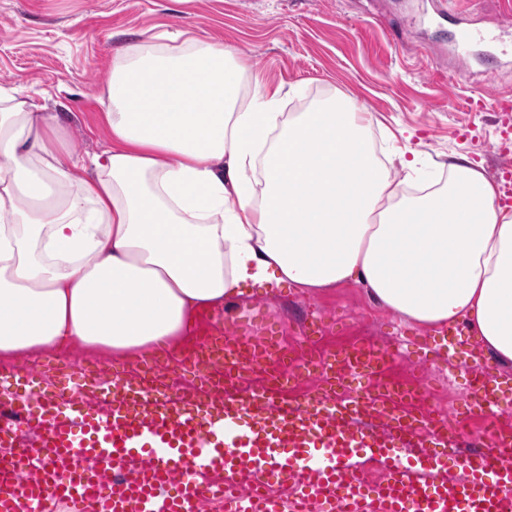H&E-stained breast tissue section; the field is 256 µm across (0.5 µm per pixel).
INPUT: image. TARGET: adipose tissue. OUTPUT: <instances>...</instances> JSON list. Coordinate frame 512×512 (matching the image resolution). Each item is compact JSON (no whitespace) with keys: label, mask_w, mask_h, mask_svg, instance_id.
<instances>
[{"label":"adipose tissue","mask_w":512,"mask_h":512,"mask_svg":"<svg viewBox=\"0 0 512 512\" xmlns=\"http://www.w3.org/2000/svg\"><path fill=\"white\" fill-rule=\"evenodd\" d=\"M235 50L126 45L92 161L58 115L0 88V354L133 355L192 338L246 287L361 286L406 323L464 325L512 366V210L468 157L424 195L333 95L284 117Z\"/></svg>","instance_id":"1"}]
</instances>
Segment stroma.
<instances>
[{
    "label": "stroma",
    "mask_w": 512,
    "mask_h": 512,
    "mask_svg": "<svg viewBox=\"0 0 512 512\" xmlns=\"http://www.w3.org/2000/svg\"><path fill=\"white\" fill-rule=\"evenodd\" d=\"M473 32L470 67L458 59L460 30ZM190 32L233 48L245 65L290 94L282 110L302 112L333 94L356 99L372 113L373 135L395 146L411 143L425 165L464 155L495 178L503 160L496 104L512 102V18L505 0H456L447 17L436 0H0V87L44 112L64 114V136L88 159L109 148L101 119L112 57L127 44L157 33ZM316 322V359L360 345L387 346L399 376L422 377L437 417L458 418L471 371L489 362L475 344L458 346L444 361L437 331L402 323L374 305L360 286L306 291L285 284L253 288L220 320L201 313L195 338L167 361L174 391L207 396L185 370V352L222 332L246 340L255 334L296 344L300 327ZM153 356L128 362L110 353L65 347L31 358L0 356V398L21 393L17 378L36 375L42 386L67 384L79 368L102 369L103 381L135 383ZM500 408L494 419L465 421L476 432L488 424L512 426V369L494 367Z\"/></svg>",
    "instance_id": "1"
}]
</instances>
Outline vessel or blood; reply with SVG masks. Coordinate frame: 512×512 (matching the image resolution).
Segmentation results:
<instances>
[{
    "label": "vessel or blood",
    "instance_id": "vessel-or-blood-1",
    "mask_svg": "<svg viewBox=\"0 0 512 512\" xmlns=\"http://www.w3.org/2000/svg\"><path fill=\"white\" fill-rule=\"evenodd\" d=\"M389 352L356 346L338 355L340 372L323 360L299 366L274 343L242 356L227 350L224 372L242 380L263 361L288 363L284 381L225 396L221 405L163 391L155 377L137 384H111L107 411L83 402L60 406L57 393L32 389L0 403V512H55L59 501H93L96 512H200L204 501L222 499L225 512H362L367 499L380 512H512V432L491 429L482 450L456 453L461 432L414 405L405 389L385 386L380 369ZM321 384L343 386L346 378L368 386L329 405L323 394L302 401L283 398L299 369ZM489 377L474 374L469 388L483 392L480 413L499 409ZM385 414L383 430L361 418ZM37 445L25 447L24 437ZM379 456L389 469L373 484L361 472L359 455ZM461 467L464 479L431 482L427 475ZM119 470L102 484L99 471ZM223 472L224 482L200 481L198 472ZM293 482L296 494L280 503L268 493L271 480Z\"/></svg>",
    "mask_w": 512,
    "mask_h": 512
}]
</instances>
